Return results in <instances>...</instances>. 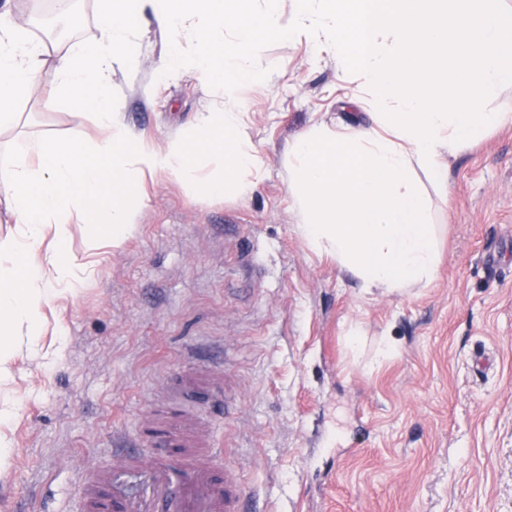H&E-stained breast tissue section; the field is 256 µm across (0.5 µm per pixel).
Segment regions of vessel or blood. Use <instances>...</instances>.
Returning <instances> with one entry per match:
<instances>
[{
	"mask_svg": "<svg viewBox=\"0 0 512 512\" xmlns=\"http://www.w3.org/2000/svg\"><path fill=\"white\" fill-rule=\"evenodd\" d=\"M180 392L186 398L221 400L222 381L195 385L182 373ZM148 432L158 450L144 459L135 451L117 449L111 476L92 479L86 512H243L249 491L231 469H219L212 442L171 434L165 426Z\"/></svg>",
	"mask_w": 512,
	"mask_h": 512,
	"instance_id": "vessel-or-blood-1",
	"label": "vessel or blood"
}]
</instances>
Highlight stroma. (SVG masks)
<instances>
[{
  "instance_id": "stroma-1",
  "label": "stroma",
  "mask_w": 512,
  "mask_h": 512,
  "mask_svg": "<svg viewBox=\"0 0 512 512\" xmlns=\"http://www.w3.org/2000/svg\"><path fill=\"white\" fill-rule=\"evenodd\" d=\"M168 44L146 27L138 71L112 66L121 120L157 145L216 102L192 76L160 74ZM252 62L269 82L236 102L265 170L248 196L159 174L121 248L72 222L87 270L45 297L39 336L17 337L0 377V512H81L82 472L111 460L114 434L163 419L183 369L224 370L231 410L163 420L222 448L248 512H512V125L447 157V186L415 172L435 278L367 290L301 234L288 171L299 134L365 112L357 75L300 40L261 41ZM15 109L0 140L100 134L87 108Z\"/></svg>"
}]
</instances>
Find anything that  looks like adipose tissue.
Masks as SVG:
<instances>
[{"label":"adipose tissue","instance_id":"ef3b65f1","mask_svg":"<svg viewBox=\"0 0 512 512\" xmlns=\"http://www.w3.org/2000/svg\"><path fill=\"white\" fill-rule=\"evenodd\" d=\"M100 35L49 53L28 24L0 12V130L15 120L14 104L46 79V108L89 107L104 136L82 141L42 133L0 159V210L21 233L0 244L10 265L0 270V369L12 358L7 336H35L52 286L73 289L80 264L71 252L69 216L106 231L121 246L144 196L143 180L166 174L193 182L203 159L222 170L198 183L201 192L249 195L263 173L255 150L243 148L245 114L230 108L243 83H260L246 67L261 39L303 40L332 50L359 73L368 123L332 132L314 126L290 147L300 229L310 245L335 256L364 288L396 290L434 279L437 263L429 207L411 172L448 181L443 154H455L481 134L512 124V113L487 108L512 84V10L504 0H299L282 22L280 0H98ZM155 24L170 37L163 71L187 73L208 85L216 110L191 133L158 146L138 139L119 119L112 99V63L136 69L139 32ZM224 39H216V28ZM193 51L182 48L183 40ZM454 79L455 93L445 83ZM55 249L37 257L45 231Z\"/></svg>","mask_w":512,"mask_h":512}]
</instances>
